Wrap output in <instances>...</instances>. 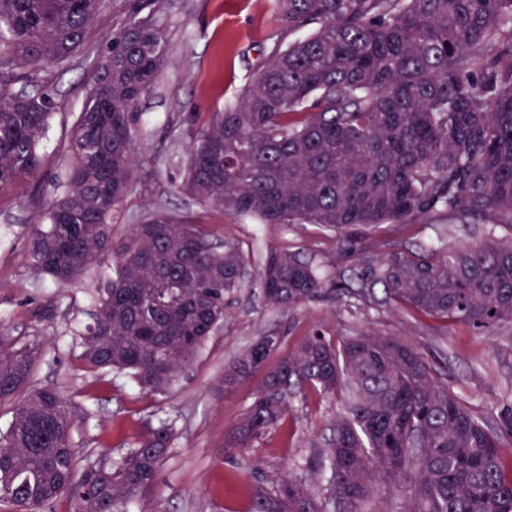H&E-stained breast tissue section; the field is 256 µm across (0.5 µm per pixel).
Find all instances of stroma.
<instances>
[{"label":"stroma","instance_id":"obj_1","mask_svg":"<svg viewBox=\"0 0 512 512\" xmlns=\"http://www.w3.org/2000/svg\"><path fill=\"white\" fill-rule=\"evenodd\" d=\"M127 0H107L84 49L65 71L53 72L49 91L55 114L40 146L37 175L0 191V325L39 353L31 388L59 390L78 422L73 446L82 462H118L147 424L164 422L174 432L168 456L152 488L137 501L141 512H249L258 481L288 472L308 478L320 465L341 412L339 399L313 388L299 391L283 423L247 448L225 450L224 439L252 401L258 379L225 391L224 367L259 337L276 335V352H293L313 328L333 336L375 330L412 342L435 363L442 382L482 418H493L512 399V331L489 334L405 307H354L346 298L319 300L292 311L266 306L256 286V255L274 247L299 254L323 273L350 277L347 250H384L401 245L436 250L481 242V235L440 218L409 224L356 226L344 235L312 224H261L178 192L189 143L187 113L206 121L235 102L277 45L307 35L287 31L274 0H162L154 17L167 40L166 62L153 92L141 104L139 164L131 188L112 220V235L126 237L150 214H187L216 238L239 242L250 259L243 286L224 298L227 317L198 358L166 393L141 391L125 373L95 372L80 359L83 327L96 308L93 283L107 264L87 268L61 288L30 268L33 229L66 189V134L80 112L84 91L124 23Z\"/></svg>","mask_w":512,"mask_h":512}]
</instances>
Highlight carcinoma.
<instances>
[{"mask_svg":"<svg viewBox=\"0 0 512 512\" xmlns=\"http://www.w3.org/2000/svg\"><path fill=\"white\" fill-rule=\"evenodd\" d=\"M105 0H0V190L35 173L53 116L44 73L84 44ZM288 30L238 100L202 124L189 117L180 191L264 224H408L482 220L490 239L445 252L393 246L355 257L350 279L265 252L267 306L294 310L329 291L394 303L485 332L512 328V0H276ZM158 0H130L128 18L86 89L68 187L36 227L31 268L66 286L112 260L81 337L91 370L129 373L165 393L224 323V295L247 257L217 247L196 220L156 212L112 238V211L136 167L141 100L166 56ZM279 336L260 337L224 370V389L262 376L224 450L278 425L294 390L339 394L344 411L326 452L324 486L288 477L256 484L250 512H379L376 480L407 493L403 512H512V403L475 415L409 341L376 331L335 338L315 329L268 365ZM37 348L0 332V401L25 393L0 431V504L39 512L63 496L76 512H128L150 488L173 440L149 424L117 463L79 467L75 423L53 388H28Z\"/></svg>","mask_w":512,"mask_h":512,"instance_id":"obj_1","label":"carcinoma"}]
</instances>
